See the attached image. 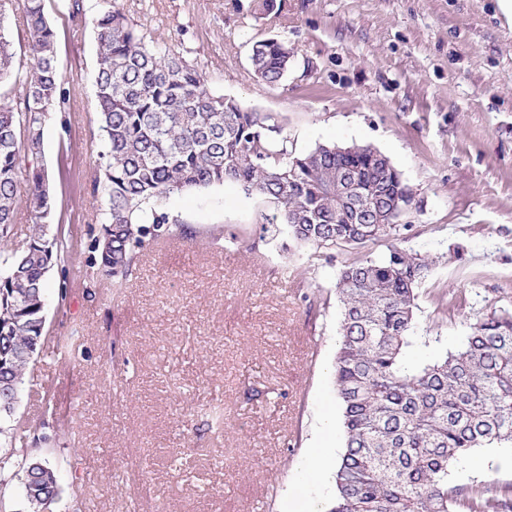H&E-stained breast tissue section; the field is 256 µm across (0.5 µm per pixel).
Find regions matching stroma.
I'll return each mask as SVG.
<instances>
[{"instance_id": "1", "label": "stroma", "mask_w": 512, "mask_h": 512, "mask_svg": "<svg viewBox=\"0 0 512 512\" xmlns=\"http://www.w3.org/2000/svg\"><path fill=\"white\" fill-rule=\"evenodd\" d=\"M45 0L70 110L43 126L52 224L88 255L104 227L96 161L97 0ZM146 39L179 48L208 90L278 114L299 153L321 143L372 146L414 193L406 248L435 262L414 340L419 364L457 350L471 323L512 308V25L496 0H118ZM288 40L275 86L252 75L255 41ZM190 235L149 241L131 273L55 264L47 340L72 339L66 363L40 356L13 426L62 488L52 512H327L332 479L306 474L322 446L344 449L332 367L341 308L331 297L348 253L314 255L262 216L236 185L171 196ZM457 305L436 312L434 289ZM512 452L477 448L448 470L469 492L512 483Z\"/></svg>"}]
</instances>
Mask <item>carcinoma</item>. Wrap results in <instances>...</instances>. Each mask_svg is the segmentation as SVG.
Here are the masks:
<instances>
[{
  "label": "carcinoma",
  "mask_w": 512,
  "mask_h": 512,
  "mask_svg": "<svg viewBox=\"0 0 512 512\" xmlns=\"http://www.w3.org/2000/svg\"><path fill=\"white\" fill-rule=\"evenodd\" d=\"M18 5L26 63L3 34L8 15L0 10V422L14 416L26 371L44 349L49 271L60 259L77 260L64 232L47 233V172L35 167L21 185L23 160L42 154L45 120L65 111L67 98L44 0ZM93 24L104 236L86 263L127 275L146 241L173 234L176 219L164 210L170 196L224 183L265 200L269 223L287 226L302 245L357 249L333 285L342 309L334 379L345 446L329 512H512V483L477 485L463 502L448 486V469L469 450L512 446V311L476 319L453 353L406 361L433 261L401 247L412 231L401 219L414 202L402 173L368 145L289 149L273 114L211 94L183 56L145 41L116 0H102ZM293 58L288 42L260 40L250 67L275 85ZM22 201L35 228L13 250ZM380 240L388 242L384 253L365 251ZM18 474L22 512H48L60 493L50 462L27 455Z\"/></svg>",
  "instance_id": "carcinoma-1"
}]
</instances>
